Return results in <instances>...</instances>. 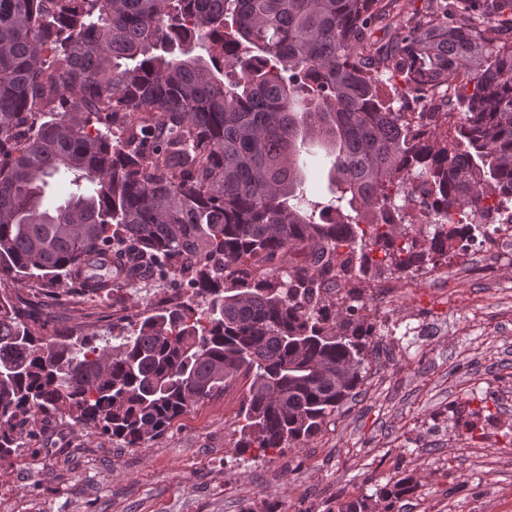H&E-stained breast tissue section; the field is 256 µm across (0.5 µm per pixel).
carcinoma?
Listing matches in <instances>:
<instances>
[{
  "instance_id": "1",
  "label": "carcinoma",
  "mask_w": 512,
  "mask_h": 512,
  "mask_svg": "<svg viewBox=\"0 0 512 512\" xmlns=\"http://www.w3.org/2000/svg\"><path fill=\"white\" fill-rule=\"evenodd\" d=\"M0 0V457L39 418L127 448L246 381L236 447L304 448L358 395L379 344L367 275L437 264L454 215L512 202V0ZM233 79H227L226 69ZM462 79L460 124L412 136L380 95ZM336 202L297 192L305 145ZM418 169L425 188L409 178ZM75 187L44 204L49 181ZM402 197L439 202L426 244ZM192 295L106 336H45L8 286ZM347 369L337 384L317 372ZM404 471L337 512H386Z\"/></svg>"
}]
</instances>
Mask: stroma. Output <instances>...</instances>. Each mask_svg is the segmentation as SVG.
<instances>
[{
	"instance_id": "obj_1",
	"label": "stroma",
	"mask_w": 512,
	"mask_h": 512,
	"mask_svg": "<svg viewBox=\"0 0 512 512\" xmlns=\"http://www.w3.org/2000/svg\"><path fill=\"white\" fill-rule=\"evenodd\" d=\"M301 158L309 199H331L325 147ZM490 252L478 243L439 261L454 281L445 299L429 288L420 301L382 304L371 279L360 282L393 357L373 361L361 394L307 447L262 459L239 450L240 381L138 448L55 416L0 458V512H260L271 495L283 512H331L404 469L419 480L404 512H512V258ZM169 293L148 281L121 308L63 295L49 305L46 332L105 335ZM456 404L472 413L474 432Z\"/></svg>"
}]
</instances>
